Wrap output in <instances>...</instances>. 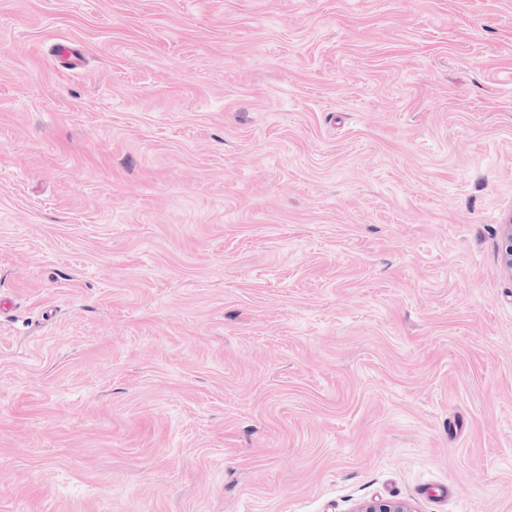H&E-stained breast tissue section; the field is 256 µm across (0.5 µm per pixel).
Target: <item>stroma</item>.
I'll return each instance as SVG.
<instances>
[{
    "instance_id": "35a3bbf8",
    "label": "stroma",
    "mask_w": 512,
    "mask_h": 512,
    "mask_svg": "<svg viewBox=\"0 0 512 512\" xmlns=\"http://www.w3.org/2000/svg\"><path fill=\"white\" fill-rule=\"evenodd\" d=\"M511 219L512 0H0V512H512Z\"/></svg>"
}]
</instances>
